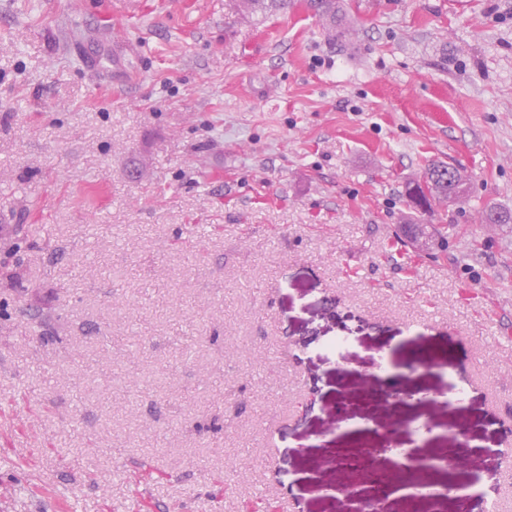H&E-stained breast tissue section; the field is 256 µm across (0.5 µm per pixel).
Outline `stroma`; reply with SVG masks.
<instances>
[{
    "label": "stroma",
    "mask_w": 512,
    "mask_h": 512,
    "mask_svg": "<svg viewBox=\"0 0 512 512\" xmlns=\"http://www.w3.org/2000/svg\"><path fill=\"white\" fill-rule=\"evenodd\" d=\"M336 2L0 0V512H339L329 449L376 481L421 420L488 424L462 475L512 512V0ZM434 162L468 192L418 251ZM381 358L428 400L337 423ZM235 5L238 11L250 16L257 22L263 21L268 15L279 12H287L295 7L292 0H236ZM342 462L343 468L347 466L359 467L364 474L375 469L376 461L366 448H341L336 451V462Z\"/></svg>",
    "instance_id": "1"
}]
</instances>
